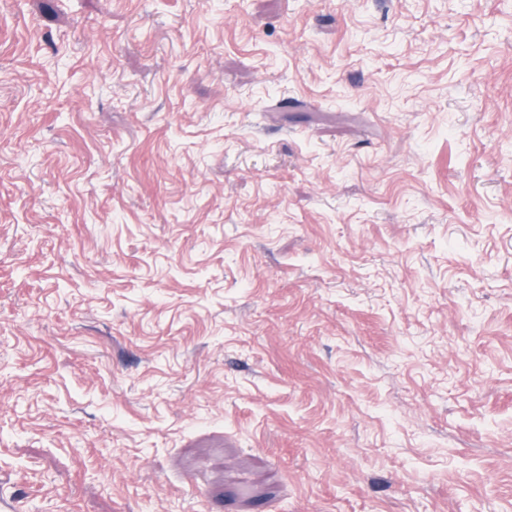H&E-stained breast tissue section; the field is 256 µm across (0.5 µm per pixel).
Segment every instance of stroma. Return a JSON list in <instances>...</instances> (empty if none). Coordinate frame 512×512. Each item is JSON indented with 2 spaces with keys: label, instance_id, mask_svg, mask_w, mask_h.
I'll list each match as a JSON object with an SVG mask.
<instances>
[{
  "label": "stroma",
  "instance_id": "stroma-1",
  "mask_svg": "<svg viewBox=\"0 0 512 512\" xmlns=\"http://www.w3.org/2000/svg\"><path fill=\"white\" fill-rule=\"evenodd\" d=\"M0 512H512V0H0Z\"/></svg>",
  "mask_w": 512,
  "mask_h": 512
}]
</instances>
